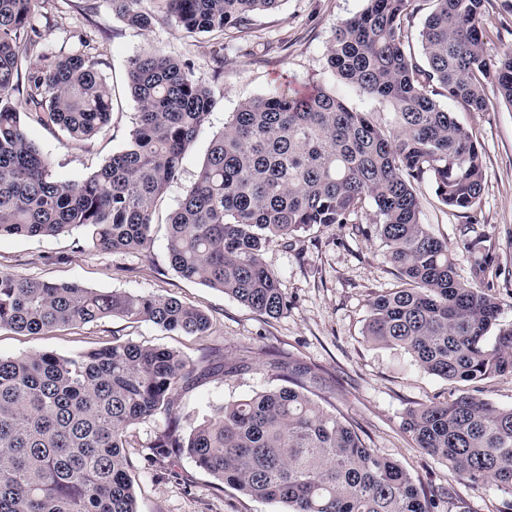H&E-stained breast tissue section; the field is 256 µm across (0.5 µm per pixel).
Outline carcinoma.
Here are the masks:
<instances>
[{
	"label": "carcinoma",
	"instance_id": "1",
	"mask_svg": "<svg viewBox=\"0 0 512 512\" xmlns=\"http://www.w3.org/2000/svg\"><path fill=\"white\" fill-rule=\"evenodd\" d=\"M38 2L0 0V237L78 231L90 250L147 251L156 204L178 180L215 105L212 90L190 65L157 50L132 58L137 112L129 141L87 178H55L28 125L57 130L67 144L85 142L109 123L112 89L88 35L67 52L41 50ZM162 2L190 36L233 29L246 43L254 15L281 0ZM366 2L336 28L326 61L390 106L392 120L377 124L323 89L300 96L285 86L243 102L170 217V265L276 318L288 301L263 262L269 244L316 224H359L370 208L399 282L370 302L367 340L403 350L450 382L512 377V323H501L496 297L456 279L455 255L421 222L416 192L428 178L444 205L469 210L477 203L480 143L437 97L485 111L490 78L512 105V49L487 55V0H433L419 32L421 64L405 48L414 0ZM110 3L131 27L147 31L156 21L142 0ZM110 317L188 336H208L213 327L209 313L176 297L0 270V331L43 335ZM270 367L283 385L219 406L185 432L176 393L211 367L175 350L114 336L74 356H0V512H137L129 431L158 415L165 425L142 455L149 466L185 453L282 512H437L434 492L308 395L312 367L278 353ZM404 426L417 447L468 482L512 497V407L460 390L408 410Z\"/></svg>",
	"mask_w": 512,
	"mask_h": 512
}]
</instances>
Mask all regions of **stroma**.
Masks as SVG:
<instances>
[{
	"label": "stroma",
	"instance_id": "stroma-1",
	"mask_svg": "<svg viewBox=\"0 0 512 512\" xmlns=\"http://www.w3.org/2000/svg\"><path fill=\"white\" fill-rule=\"evenodd\" d=\"M366 0H282L278 9L255 18L262 39L255 49L239 47L233 30L224 33V68L213 73L212 37H186L173 20L159 16L140 31L113 15L109 0H51L36 25L48 54L69 50L78 33L90 34L101 70L113 91L112 118L103 133L84 144L66 145L38 125L28 133L52 161L54 175L78 181L91 175L120 150L133 128L136 104L128 89V66L135 56L157 50L194 67L212 88L216 105L186 153L180 176L157 204L153 243L148 252H91L80 234L59 237L0 238V269L55 282H74L106 292L175 296L215 319L211 336H177L149 322L112 317L42 336L0 332V356L50 351L62 356L89 351L113 337L181 351L200 361L212 348L235 373L216 372L180 391L184 421L195 424L216 405L231 403L276 387L268 352L294 355L321 368L315 391L331 396L337 410L365 434L371 447L401 464L415 483L448 493L446 512H501L503 494L495 486L473 485L440 460L417 448L403 423L416 404L443 401L455 383L425 373L403 350L377 346L364 335L370 300L397 282L395 268L372 231L371 218L339 226L320 224L291 245L271 244L263 253L288 299L277 318L260 315L222 290L183 279L170 266L167 222L200 170L214 136L251 98L286 85L303 94L326 88L354 110L370 111L374 102L333 75L325 48L336 27L360 13ZM488 55L512 48V0H488L483 16ZM458 121L472 130L482 147L483 191L469 211L442 205L429 181L417 191L421 221L457 254L461 282L483 288L503 304L502 322L512 323V106L492 98L489 111L476 112L447 101ZM163 418L147 419L133 429V462L138 512H281L199 468L187 454L151 467L140 457L162 428Z\"/></svg>",
	"mask_w": 512,
	"mask_h": 512
}]
</instances>
